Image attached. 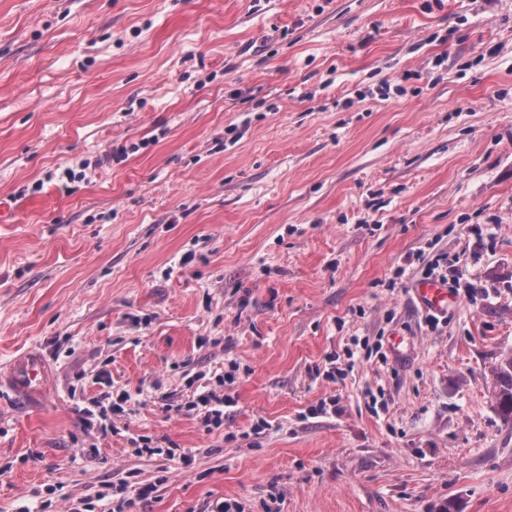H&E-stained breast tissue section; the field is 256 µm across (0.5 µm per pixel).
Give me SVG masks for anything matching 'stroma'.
I'll use <instances>...</instances> for the list:
<instances>
[{"label": "stroma", "instance_id": "stroma-1", "mask_svg": "<svg viewBox=\"0 0 512 512\" xmlns=\"http://www.w3.org/2000/svg\"><path fill=\"white\" fill-rule=\"evenodd\" d=\"M2 196L0 362L55 375L0 395V512H512V0H0ZM415 294L420 302L431 310H442L452 300V295L444 284L424 280L416 284ZM53 369L37 350H28L0 367V388H6L29 408L43 406L50 390ZM494 375L498 410L504 418L512 419V355L503 359ZM232 403L233 401L229 397H224L223 390L204 386L189 407L192 410L204 411L202 423L204 427L211 430L223 426L224 407H230ZM138 485L139 486L136 487L135 485H131L128 482H124L119 485H109L108 488H106L107 491L99 490L95 493L94 497L87 498L86 500H84L83 505L85 506V508L80 511H95V506L93 505V502H99L101 503L99 506L105 507L100 511L112 512V507L106 509V506L112 504L111 496L112 499L114 496H118L119 500L117 501L116 506L118 508H122L124 506H134L136 504V501L147 500L149 497H151V495L154 492L157 491L155 483ZM129 494H131L132 497H130Z\"/></svg>", "mask_w": 512, "mask_h": 512}]
</instances>
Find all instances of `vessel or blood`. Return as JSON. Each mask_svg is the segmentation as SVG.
Here are the masks:
<instances>
[{
  "label": "vessel or blood",
  "mask_w": 512,
  "mask_h": 512,
  "mask_svg": "<svg viewBox=\"0 0 512 512\" xmlns=\"http://www.w3.org/2000/svg\"><path fill=\"white\" fill-rule=\"evenodd\" d=\"M415 294L420 302L432 310L447 307L452 299L448 288L439 282H418ZM53 369L37 350L26 351L0 367V388H6L29 408L43 406L50 390Z\"/></svg>",
  "instance_id": "1"
}]
</instances>
